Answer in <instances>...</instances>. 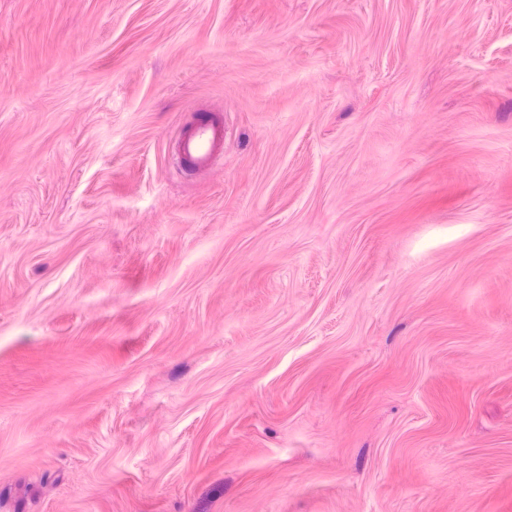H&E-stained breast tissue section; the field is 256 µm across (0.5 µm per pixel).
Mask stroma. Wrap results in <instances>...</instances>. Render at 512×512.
<instances>
[{"instance_id": "stroma-1", "label": "stroma", "mask_w": 512, "mask_h": 512, "mask_svg": "<svg viewBox=\"0 0 512 512\" xmlns=\"http://www.w3.org/2000/svg\"><path fill=\"white\" fill-rule=\"evenodd\" d=\"M0 512H512V0H0ZM224 148V122L218 117L195 119L179 136L176 151L198 173L207 172Z\"/></svg>"}]
</instances>
